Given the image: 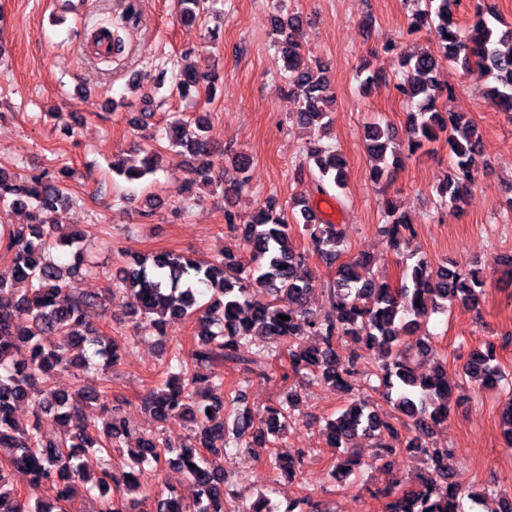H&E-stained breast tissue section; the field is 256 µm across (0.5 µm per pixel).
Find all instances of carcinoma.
<instances>
[{"instance_id":"obj_1","label":"carcinoma","mask_w":512,"mask_h":512,"mask_svg":"<svg viewBox=\"0 0 512 512\" xmlns=\"http://www.w3.org/2000/svg\"><path fill=\"white\" fill-rule=\"evenodd\" d=\"M459 0H425V8L414 15L409 31L423 27L433 34L437 47L449 61L460 64L486 80L485 94L505 112H512V27L501 29L492 12L478 11L469 25L455 17ZM205 0H178L180 12L195 19L204 10ZM273 30L288 72V82L301 106L296 123L302 129L326 130L332 123L329 105L333 93L324 71L314 69L307 60L295 33L282 19L272 16ZM106 43L105 53L122 50V41L107 28L100 29L95 44ZM404 78L394 84L397 93L414 108L410 115L411 136L403 145L396 142L393 128L375 123L367 127L364 139L372 159V177L376 181L392 176L402 155L415 154L429 143L444 140L452 158L451 173L438 185L441 203L460 208L474 181L480 154V131L462 113L451 112L439 104L450 98L437 79V61L431 52L398 54ZM196 71L177 74L173 86L182 94L197 87ZM205 123L173 122L164 128L168 149H183L198 159L199 175L208 185L223 186L211 156L209 141L203 134ZM307 154L318 168L317 191L342 190L346 185V161L336 151L316 142H308ZM161 152L153 151L140 164L112 163V168L134 182L153 174L159 167ZM62 180L32 176L22 185L13 183L0 170V201L11 200L13 208L31 209V223L0 233V246L11 253L12 276L0 279V512H65L53 503L69 502L85 484V492L95 493L96 512H130L112 463L96 473L85 472L79 463L91 448L112 456V449L131 435L124 420L112 419L101 436L91 428L85 408L106 406L109 379L102 389L80 386L70 392L43 395L40 380L54 370L68 367L65 351L80 349L79 361L87 365L97 359L104 366L120 360L125 343L103 338L87 326L86 312L105 298L82 292L75 281L84 265L79 239L65 238L59 246L68 248L72 263L60 266L50 257L54 247L55 226L50 215L67 200ZM303 229L317 254L329 265H336L338 278L329 289V307L318 314L308 308L313 291L307 272L306 253L292 244L288 216L270 198L253 212L249 223H236V214L224 213V221L248 247L256 266L242 267L234 251L225 248L210 260H198L183 254L164 252L135 257L118 268L108 292L119 291L128 299V316L141 319L146 327L163 337L167 326L183 319H193L199 326L197 340L190 353L198 366H218L226 361L240 362L245 344L259 337L280 347H288L291 370L304 371L332 388L351 393L355 389L354 366L361 352L374 351L380 358L378 378L386 400L393 409L412 420L416 430L405 440L404 451L424 458L426 469L420 482L412 487L391 483L377 491L384 500V512H462L460 502L467 497L476 503L485 495L468 492L448 482L451 451L430 446L423 441L432 427L447 420L450 388L448 368L439 363L430 377L419 378L412 367V356L403 346V337L420 325L431 313L448 310V305H474L483 287L474 272L451 271L442 265L433 267L424 258L405 268L400 286L363 275L360 262L340 261L341 235L336 225L313 216L308 202L297 199ZM388 224L383 226L390 246L397 250L411 231L396 206L387 204ZM420 306H415V303ZM289 320L283 321L279 316ZM54 336L56 341L46 340ZM306 336L316 344L304 345ZM168 380L144 400V410L164 424H178L187 434L161 438L153 434L136 437L137 446L127 449L131 460L125 472L126 488L139 485L138 474L145 465L168 464L186 471L196 488L192 502L185 503L169 494L154 500L155 512H226L224 509V469L213 464L210 455L226 448H239L243 438L264 444L269 437L278 440L290 426L291 409L300 401V393L290 387L284 399L268 408V416L255 424L243 413L235 423L234 437L225 432L224 376L190 373L179 352L166 365ZM463 374L483 386H495L502 378L495 345L470 354ZM26 401L32 408V420L22 425L15 416V406ZM52 416L68 427L62 436L43 429L42 419ZM327 442L341 450L331 473L343 481L353 474L357 459L353 443L361 435L386 432L398 436L397 428L386 421L365 399H356L326 424ZM307 450L299 448L296 457L277 455L271 462L275 471L288 476L303 462ZM19 470L30 477L25 498L8 487V471ZM54 493V502H46L39 491ZM231 512H273L269 499L260 494L250 504ZM284 512H322L321 505L309 497L288 503Z\"/></svg>"}]
</instances>
